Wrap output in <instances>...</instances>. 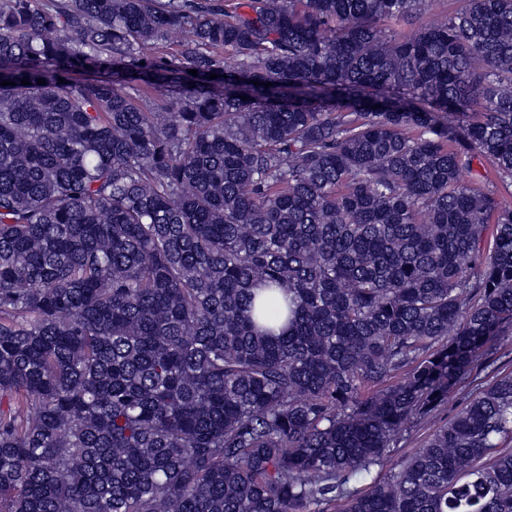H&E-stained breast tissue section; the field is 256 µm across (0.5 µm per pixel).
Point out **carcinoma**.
Returning a JSON list of instances; mask_svg holds the SVG:
<instances>
[{"label": "carcinoma", "mask_w": 512, "mask_h": 512, "mask_svg": "<svg viewBox=\"0 0 512 512\" xmlns=\"http://www.w3.org/2000/svg\"><path fill=\"white\" fill-rule=\"evenodd\" d=\"M428 5L0 0V512H512V0ZM489 167L483 161H479L475 158L469 169H464L461 174V182L466 186L481 187L484 190H494V186L491 183L485 181L483 175H486V170Z\"/></svg>", "instance_id": "carcinoma-1"}]
</instances>
